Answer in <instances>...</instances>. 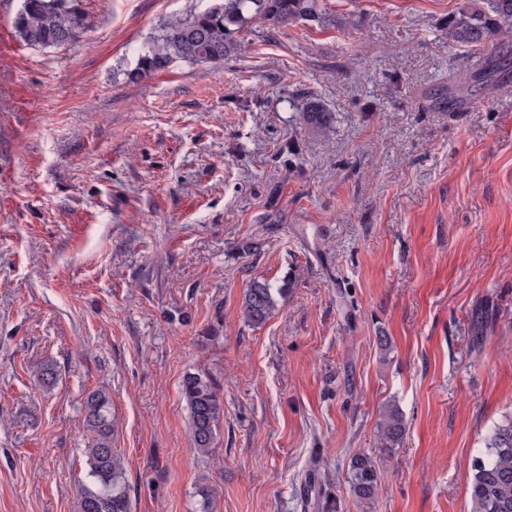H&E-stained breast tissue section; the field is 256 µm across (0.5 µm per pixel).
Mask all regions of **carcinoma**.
<instances>
[{
  "instance_id": "1",
  "label": "carcinoma",
  "mask_w": 512,
  "mask_h": 512,
  "mask_svg": "<svg viewBox=\"0 0 512 512\" xmlns=\"http://www.w3.org/2000/svg\"><path fill=\"white\" fill-rule=\"evenodd\" d=\"M321 18L318 0H211L202 11L166 20L128 77L138 81L178 62H221L257 22L276 29ZM505 22L512 23V0H464L448 20V39L471 46L490 44L500 50L512 38V26L504 27ZM12 27L15 37L31 48H60L72 43L70 32L86 30L89 23L76 0H29V6L16 13ZM303 116L317 129L327 124V115L317 104H308ZM287 291L286 282L275 287L266 280H252L243 297L245 321L264 323ZM492 324L493 314L477 313L471 323L473 336L483 335ZM181 394L189 410L194 446L201 455L209 456L224 417L221 381L207 372H188L183 376ZM84 407L93 440L86 449L88 484L81 490L78 512H130L123 462L112 448L115 420L111 400L101 391H92ZM405 432L402 411L394 403L387 405L377 424L381 447L400 445ZM381 481L369 456L353 457L350 487L356 498L373 499ZM468 492L472 512H512V419L489 430L485 452L473 462ZM304 499L325 512H335L332 493L310 478Z\"/></svg>"
}]
</instances>
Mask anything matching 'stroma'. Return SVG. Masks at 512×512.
<instances>
[{"label":"stroma","mask_w":512,"mask_h":512,"mask_svg":"<svg viewBox=\"0 0 512 512\" xmlns=\"http://www.w3.org/2000/svg\"><path fill=\"white\" fill-rule=\"evenodd\" d=\"M460 3L320 0L323 21L134 82L210 0H80L85 34L42 50L0 0V512H77L97 390L131 512H302L309 474L336 512H472L473 460L512 417V54L449 41ZM255 279L291 282L258 326ZM189 371L223 384L208 457ZM356 454L384 476L369 503ZM405 432L406 423L402 411L394 403L387 405L377 424L381 447L396 448L403 441Z\"/></svg>","instance_id":"stroma-1"}]
</instances>
